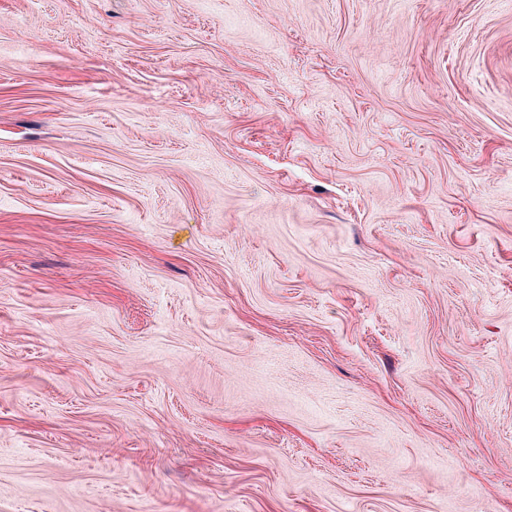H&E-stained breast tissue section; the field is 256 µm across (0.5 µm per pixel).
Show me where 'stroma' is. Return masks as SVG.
Here are the masks:
<instances>
[{
  "label": "stroma",
  "mask_w": 512,
  "mask_h": 512,
  "mask_svg": "<svg viewBox=\"0 0 512 512\" xmlns=\"http://www.w3.org/2000/svg\"><path fill=\"white\" fill-rule=\"evenodd\" d=\"M512 512V0H0V512Z\"/></svg>",
  "instance_id": "35a3bbf8"
}]
</instances>
